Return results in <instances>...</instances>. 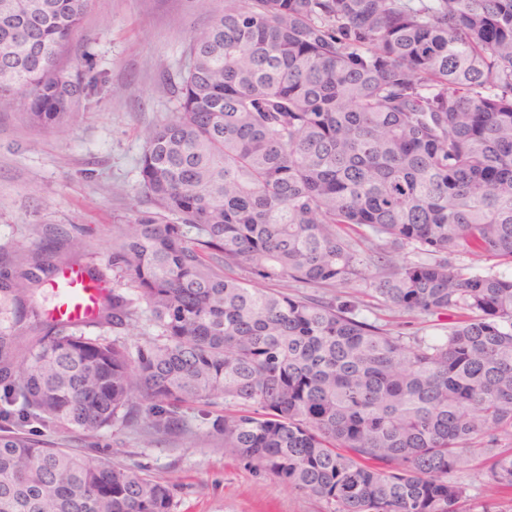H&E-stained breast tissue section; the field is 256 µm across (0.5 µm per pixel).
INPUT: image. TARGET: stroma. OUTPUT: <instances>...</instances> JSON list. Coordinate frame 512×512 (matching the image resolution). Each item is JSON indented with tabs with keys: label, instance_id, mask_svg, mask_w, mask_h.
Instances as JSON below:
<instances>
[{
	"label": "stroma",
	"instance_id": "stroma-1",
	"mask_svg": "<svg viewBox=\"0 0 512 512\" xmlns=\"http://www.w3.org/2000/svg\"><path fill=\"white\" fill-rule=\"evenodd\" d=\"M223 8L224 0H91L66 63L80 67L93 54L109 79L103 91L47 129L34 128L24 107L0 112V267L17 269L29 250L59 252L80 235L111 279L113 225L154 209L139 160L144 130L175 110L165 77L183 64L188 37ZM188 418L189 435L163 436L151 448L130 429L92 437L28 416L17 404L0 418V430L167 481L175 512H329L324 501L226 451L196 412Z\"/></svg>",
	"mask_w": 512,
	"mask_h": 512
}]
</instances>
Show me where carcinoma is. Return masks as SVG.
Returning <instances> with one entry per match:
<instances>
[{
	"label": "carcinoma",
	"instance_id": "cac0c4a2",
	"mask_svg": "<svg viewBox=\"0 0 512 512\" xmlns=\"http://www.w3.org/2000/svg\"><path fill=\"white\" fill-rule=\"evenodd\" d=\"M88 6L0 0L1 112L47 128L105 86L62 64ZM169 83L140 158L157 211L112 225L94 316L33 299L65 268L102 281L81 237L0 272L4 402L91 435L142 424L146 448L202 406L225 449L330 512H459L451 475L481 457L512 502V0H224ZM367 296L455 320L394 333ZM136 300L156 335L81 331L135 335ZM174 507L161 480L0 435V512Z\"/></svg>",
	"mask_w": 512,
	"mask_h": 512
}]
</instances>
